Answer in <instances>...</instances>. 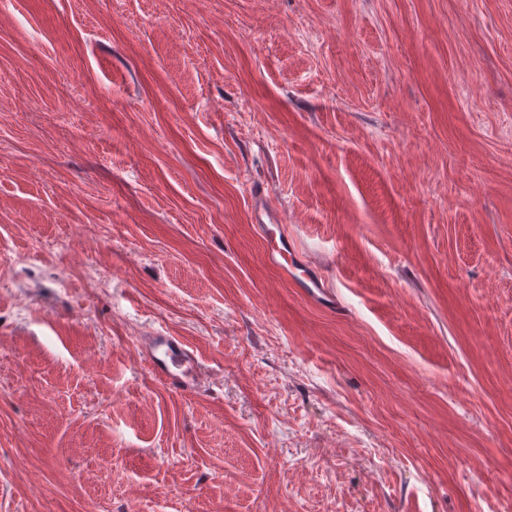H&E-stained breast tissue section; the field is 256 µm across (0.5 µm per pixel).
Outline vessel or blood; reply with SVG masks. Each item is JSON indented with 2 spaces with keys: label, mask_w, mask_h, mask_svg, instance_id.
Returning a JSON list of instances; mask_svg holds the SVG:
<instances>
[{
  "label": "vessel or blood",
  "mask_w": 512,
  "mask_h": 512,
  "mask_svg": "<svg viewBox=\"0 0 512 512\" xmlns=\"http://www.w3.org/2000/svg\"><path fill=\"white\" fill-rule=\"evenodd\" d=\"M254 220L265 229L270 242L268 261L277 267L288 268L293 252L275 232L279 224L277 213L266 202H256ZM143 350L153 372L174 392L190 396L196 393L198 381L195 374L198 361L193 351L179 338L163 332L148 337Z\"/></svg>",
  "instance_id": "1"
}]
</instances>
